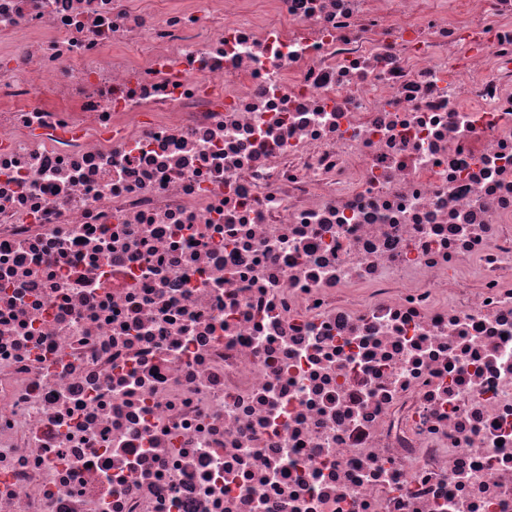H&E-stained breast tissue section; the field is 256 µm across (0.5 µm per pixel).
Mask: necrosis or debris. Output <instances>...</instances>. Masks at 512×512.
I'll use <instances>...</instances> for the list:
<instances>
[{
  "instance_id": "necrosis-or-debris-1",
  "label": "necrosis or debris",
  "mask_w": 512,
  "mask_h": 512,
  "mask_svg": "<svg viewBox=\"0 0 512 512\" xmlns=\"http://www.w3.org/2000/svg\"><path fill=\"white\" fill-rule=\"evenodd\" d=\"M0 512H512V0H0Z\"/></svg>"
}]
</instances>
